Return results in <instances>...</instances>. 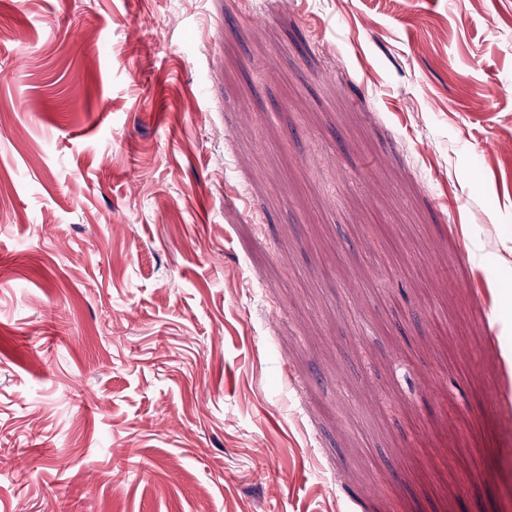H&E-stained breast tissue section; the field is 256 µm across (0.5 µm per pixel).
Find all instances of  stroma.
<instances>
[{
    "label": "stroma",
    "mask_w": 512,
    "mask_h": 512,
    "mask_svg": "<svg viewBox=\"0 0 512 512\" xmlns=\"http://www.w3.org/2000/svg\"><path fill=\"white\" fill-rule=\"evenodd\" d=\"M509 389L512 0H0V512H512Z\"/></svg>",
    "instance_id": "1"
}]
</instances>
